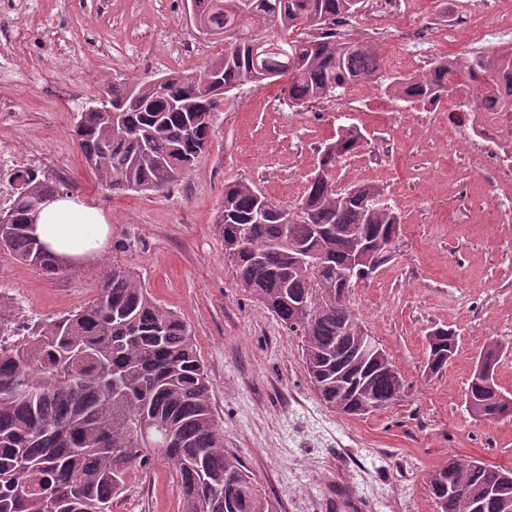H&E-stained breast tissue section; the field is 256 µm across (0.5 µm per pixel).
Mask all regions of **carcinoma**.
<instances>
[{
    "label": "carcinoma",
    "mask_w": 512,
    "mask_h": 512,
    "mask_svg": "<svg viewBox=\"0 0 512 512\" xmlns=\"http://www.w3.org/2000/svg\"><path fill=\"white\" fill-rule=\"evenodd\" d=\"M363 0H186L198 32L224 40V53L196 74L173 72L112 83L109 104L124 108L80 113L74 137L88 168L116 191L161 192L176 183L210 139L213 123L195 124L206 110L216 118L226 96L249 83L285 79L283 94L305 107L363 81L385 83L415 109L466 91L473 75L497 87L500 66L512 65V43L448 62L438 59L412 79L384 77L374 45L336 40V18ZM364 135L343 127L327 144L315 179L287 209L246 181L224 186L219 232L244 291L262 303L290 336L303 338V356L320 400L352 416L365 405L380 412L401 399L404 379L387 354L365 350L371 338L353 304L366 278L336 277L360 241L383 242L374 269L392 257L389 236L399 216L375 185L341 189L333 172L362 147ZM0 223V253L47 277L66 270L29 233L35 199L61 192L28 169ZM291 214L283 221V212ZM313 247L324 268L293 267L289 249ZM94 300L51 319L19 325L15 305L0 297V512H113L135 467L158 455L174 468L186 512H275L241 461L224 448L211 404L207 372L191 332L159 304L136 274L105 266ZM427 369L437 374L457 337L439 328L427 336ZM468 410L502 420L491 393L472 378ZM441 512H512V468L448 458L429 477Z\"/></svg>",
    "instance_id": "obj_1"
}]
</instances>
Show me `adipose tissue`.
<instances>
[{
    "label": "adipose tissue",
    "instance_id": "ef3b65f1",
    "mask_svg": "<svg viewBox=\"0 0 512 512\" xmlns=\"http://www.w3.org/2000/svg\"><path fill=\"white\" fill-rule=\"evenodd\" d=\"M34 232L63 262L79 264L100 256L110 226L101 209L81 197L67 195L43 206Z\"/></svg>",
    "mask_w": 512,
    "mask_h": 512
}]
</instances>
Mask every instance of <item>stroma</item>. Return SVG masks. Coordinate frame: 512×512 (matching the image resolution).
I'll return each instance as SVG.
<instances>
[{"label": "stroma", "instance_id": "obj_1", "mask_svg": "<svg viewBox=\"0 0 512 512\" xmlns=\"http://www.w3.org/2000/svg\"><path fill=\"white\" fill-rule=\"evenodd\" d=\"M458 0H403L411 17H436L433 43L380 51L385 74L415 75L441 56L491 50L512 28L489 17L499 0H465L481 21L449 39ZM224 50L200 35L184 0H0V140L20 164L0 163V197L14 169H30L100 207L111 226L102 256L49 278L0 254V294L19 320L55 318L91 301L103 266L133 271L188 323L210 381L224 446L277 512H436L427 483L449 456L512 467V419L475 418L467 389L488 341L496 378L512 392V188L477 170L428 122L375 83L354 107L324 99L289 106L280 84H247L225 100L207 149L169 191H113L87 168L73 136L80 112L112 83L197 71ZM364 144L335 170L339 185L383 188L400 216L393 257L354 290L358 317L408 385L388 409L344 416L309 381L303 340L238 284L219 224L224 186L254 183L293 206L340 127ZM453 330L455 354L426 371V336ZM115 512H185L173 468L135 469Z\"/></svg>", "mask_w": 512, "mask_h": 512}]
</instances>
